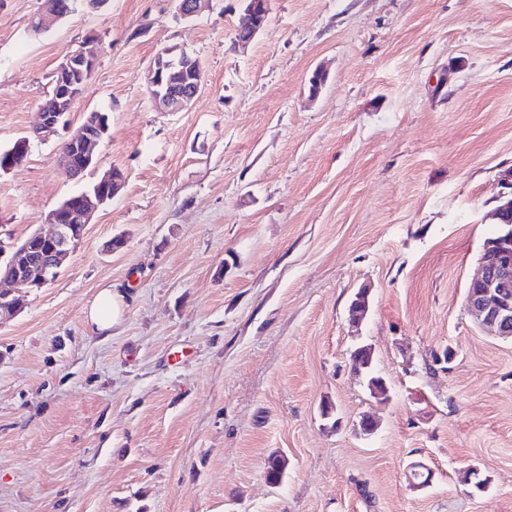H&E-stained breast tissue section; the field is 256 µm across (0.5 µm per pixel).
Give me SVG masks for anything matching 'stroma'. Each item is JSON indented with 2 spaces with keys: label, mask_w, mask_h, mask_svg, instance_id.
<instances>
[{
  "label": "stroma",
  "mask_w": 512,
  "mask_h": 512,
  "mask_svg": "<svg viewBox=\"0 0 512 512\" xmlns=\"http://www.w3.org/2000/svg\"><path fill=\"white\" fill-rule=\"evenodd\" d=\"M40 8L0 0V148L93 34L69 126L108 113L95 171L125 185L0 326V512H512V340L464 305L512 168V0H272L245 48L239 0L191 21L81 2L34 36ZM171 46L203 66L182 112L145 85ZM59 147L0 172L1 244L86 188ZM104 288L124 296L107 336L86 321Z\"/></svg>",
  "instance_id": "35a3bbf8"
}]
</instances>
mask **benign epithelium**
Returning a JSON list of instances; mask_svg holds the SVG:
<instances>
[{
	"label": "benign epithelium",
	"instance_id": "1",
	"mask_svg": "<svg viewBox=\"0 0 512 512\" xmlns=\"http://www.w3.org/2000/svg\"><path fill=\"white\" fill-rule=\"evenodd\" d=\"M211 0H178L180 17L192 20L209 7ZM242 14L236 29V43L245 46L261 34L267 25L271 0H240ZM45 7L29 25V31L38 35L46 30V20L61 19L70 13ZM100 52L98 39L90 36L77 48L61 55L53 76L54 91L40 107L38 135L42 139L58 135L75 102L82 94L83 79L95 69ZM203 82V67L199 58L183 49L169 47L159 52L151 65L148 92L151 98L168 112H182L199 95ZM109 117L92 112L65 144L71 151L62 153L60 166L72 178H77L95 167L94 150L104 140ZM102 181L112 184L111 193H85L73 202L52 208L44 217L50 224V234L34 233L18 250L0 252V263L7 265L10 275L0 278V324L13 318L17 312L18 293H29L55 280L66 259L80 242L85 225L90 223L96 206L112 200L119 192L124 173L111 169ZM500 204L492 211L497 221V234L485 241L478 273L466 288L467 310L489 336L512 339V223H501L502 217L512 215V170L504 173ZM369 291L359 289L349 308L351 320L358 322L366 316Z\"/></svg>",
	"mask_w": 512,
	"mask_h": 512
}]
</instances>
